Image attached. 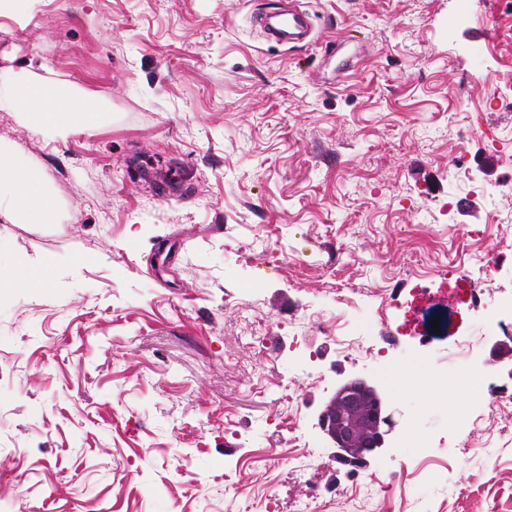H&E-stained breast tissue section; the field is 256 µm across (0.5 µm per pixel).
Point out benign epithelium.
Listing matches in <instances>:
<instances>
[{"instance_id":"7a95c632","label":"benign epithelium","mask_w":512,"mask_h":512,"mask_svg":"<svg viewBox=\"0 0 512 512\" xmlns=\"http://www.w3.org/2000/svg\"><path fill=\"white\" fill-rule=\"evenodd\" d=\"M369 380L355 377L341 385L345 396L346 409L361 410L372 425V435L362 434L357 424L347 420L344 413L330 414L322 409L317 415L316 428L324 439L333 444L337 458L345 463H361L368 454H377L385 444V436L394 426L392 414L387 412L384 400L377 399L368 405L363 402V394L370 389Z\"/></svg>"}]
</instances>
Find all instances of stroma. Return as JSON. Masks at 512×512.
Returning a JSON list of instances; mask_svg holds the SVG:
<instances>
[{
    "instance_id": "obj_1",
    "label": "stroma",
    "mask_w": 512,
    "mask_h": 512,
    "mask_svg": "<svg viewBox=\"0 0 512 512\" xmlns=\"http://www.w3.org/2000/svg\"><path fill=\"white\" fill-rule=\"evenodd\" d=\"M286 2L0 11V77L107 113L54 140L0 108L57 209L0 218L33 282L0 287V512H293L328 480L331 512H512V403L459 466L464 399L432 373L478 334L472 293H512V0H300L310 36L278 43L255 18ZM353 376L391 405L386 452L299 463L292 427ZM356 473L399 480L371 498Z\"/></svg>"
}]
</instances>
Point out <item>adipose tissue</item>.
Masks as SVG:
<instances>
[{"instance_id":"obj_1","label":"adipose tissue","mask_w":512,"mask_h":512,"mask_svg":"<svg viewBox=\"0 0 512 512\" xmlns=\"http://www.w3.org/2000/svg\"><path fill=\"white\" fill-rule=\"evenodd\" d=\"M8 95L25 127L52 138L91 131L102 117V107L76 86H47L24 72L14 74ZM0 217L13 224L55 223L56 208L44 199L42 182L30 168L0 160Z\"/></svg>"}]
</instances>
